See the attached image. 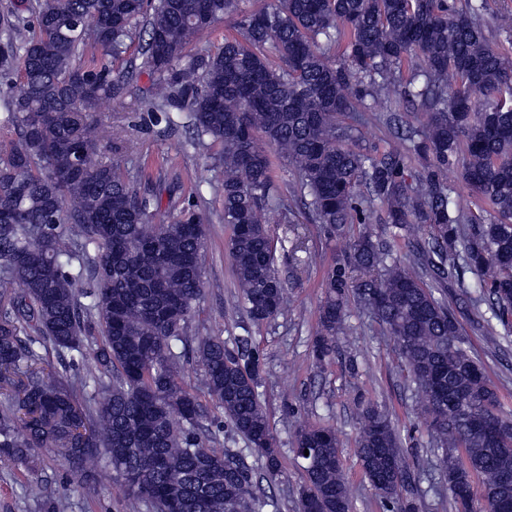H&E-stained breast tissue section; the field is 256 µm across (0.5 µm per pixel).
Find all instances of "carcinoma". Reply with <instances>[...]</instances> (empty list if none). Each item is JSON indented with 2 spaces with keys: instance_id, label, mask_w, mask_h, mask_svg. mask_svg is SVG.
<instances>
[{
  "instance_id": "carcinoma-1",
  "label": "carcinoma",
  "mask_w": 512,
  "mask_h": 512,
  "mask_svg": "<svg viewBox=\"0 0 512 512\" xmlns=\"http://www.w3.org/2000/svg\"><path fill=\"white\" fill-rule=\"evenodd\" d=\"M484 5L457 0H271L246 12L240 0H13L0 15V80L22 88L0 113V458L26 466L37 451L62 457L88 480L102 463L125 488L130 512H263L243 450L205 428L224 413L249 453L279 470L276 441L259 397L261 356L249 337L230 348L188 321L202 296L207 232L179 181L176 214L155 223L156 195L142 193L122 146L108 135L103 99L123 87L112 70L139 31L152 76L139 98L144 121L177 125L188 113L192 145L221 146L226 251L238 299L258 326L288 309L275 267L269 214L306 219L350 238L326 270L313 347L320 363L351 331L348 304L367 306L399 347L452 512H512V442L494 443L469 417L512 424L483 364L470 353L447 285L467 293L479 279L493 319L512 326V63L490 43ZM227 19L236 37L216 52L189 45ZM99 55L82 61L88 47ZM422 59L408 82L403 62ZM401 151H362L367 99ZM425 115L402 131V101ZM264 138L269 149L260 147ZM417 176L404 175V158ZM293 179L278 190L280 165ZM460 168L476 210L443 179ZM493 217L485 222V216ZM386 225L391 240L365 225ZM426 237L414 239V226ZM20 289H12L13 285ZM197 344L203 390L184 381L179 350ZM91 359L77 377L65 355ZM447 380L457 408L428 381ZM354 438L365 478L394 512H418L403 496L405 456L387 411L366 405ZM294 452L314 448L300 496L315 512H351V491L331 425L293 434ZM478 479L481 494L463 492ZM51 507L50 481L23 486Z\"/></svg>"
}]
</instances>
